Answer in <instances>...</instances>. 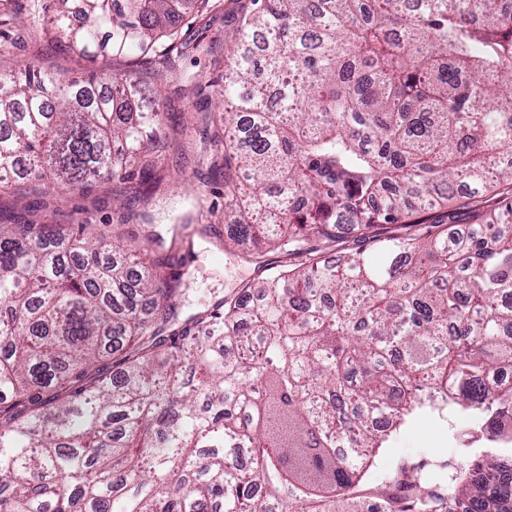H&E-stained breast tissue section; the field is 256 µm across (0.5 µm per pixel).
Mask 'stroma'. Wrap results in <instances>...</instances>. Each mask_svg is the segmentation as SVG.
Listing matches in <instances>:
<instances>
[{
  "mask_svg": "<svg viewBox=\"0 0 512 512\" xmlns=\"http://www.w3.org/2000/svg\"><path fill=\"white\" fill-rule=\"evenodd\" d=\"M30 0H0V69L31 62L68 77L85 62L74 54L59 52L45 32L30 33L11 21L28 12ZM250 7V0H223L222 8L188 28L190 36L223 47ZM223 62L215 53L184 59L179 76H160L154 64L140 54L108 61L105 73L130 70L148 87H161L160 110L170 133L162 182L145 198L134 195L131 185L106 184L80 196L57 188L51 178L36 183L34 191L18 193L0 189V219L26 218L54 224H89L108 235L110 242L147 248L154 258L187 271L188 289L178 298L180 318L197 314L215 301L236 291L258 275L247 246L229 251L224 247V179L211 165L222 151L206 138L203 115L219 122L222 113L213 101L196 98L190 76L214 79ZM161 242L146 247L148 234ZM472 449H461L436 420L417 419L395 447L387 449L381 465L393 468L398 459H448L458 464L472 460Z\"/></svg>",
  "mask_w": 512,
  "mask_h": 512,
  "instance_id": "stroma-1",
  "label": "stroma"
}]
</instances>
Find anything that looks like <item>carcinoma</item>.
Segmentation results:
<instances>
[{"label":"carcinoma","mask_w":512,"mask_h":512,"mask_svg":"<svg viewBox=\"0 0 512 512\" xmlns=\"http://www.w3.org/2000/svg\"><path fill=\"white\" fill-rule=\"evenodd\" d=\"M188 0H76L61 50L179 71ZM224 73V244L296 260L173 327L184 273L89 225L0 224V512H512V460L377 467L419 415L512 419V0H251ZM0 69V183H137L167 148L131 72ZM498 189L467 233L344 250ZM152 312L140 314L139 303Z\"/></svg>","instance_id":"1"}]
</instances>
